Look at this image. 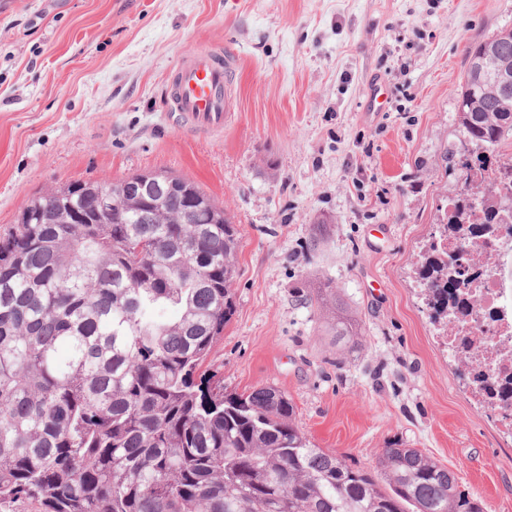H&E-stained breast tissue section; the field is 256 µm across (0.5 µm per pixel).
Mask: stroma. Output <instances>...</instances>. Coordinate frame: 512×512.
<instances>
[{
	"mask_svg": "<svg viewBox=\"0 0 512 512\" xmlns=\"http://www.w3.org/2000/svg\"><path fill=\"white\" fill-rule=\"evenodd\" d=\"M504 28L512 0H0V233L70 181L193 179L240 236L206 362L225 390L276 386L316 447L367 467L402 443L512 512V436L415 290L458 180L467 52ZM199 50L240 58L220 132L165 107ZM327 282L359 335L330 331Z\"/></svg>",
	"mask_w": 512,
	"mask_h": 512,
	"instance_id": "1",
	"label": "stroma"
}]
</instances>
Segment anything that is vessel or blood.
<instances>
[{
    "label": "vessel or blood",
    "instance_id": "obj_1",
    "mask_svg": "<svg viewBox=\"0 0 512 512\" xmlns=\"http://www.w3.org/2000/svg\"><path fill=\"white\" fill-rule=\"evenodd\" d=\"M233 55L195 52L175 71L167 94L169 111L203 130L219 131L234 109Z\"/></svg>",
    "mask_w": 512,
    "mask_h": 512
}]
</instances>
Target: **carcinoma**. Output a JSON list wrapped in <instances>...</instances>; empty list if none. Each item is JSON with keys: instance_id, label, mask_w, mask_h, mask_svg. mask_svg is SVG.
Returning a JSON list of instances; mask_svg holds the SVG:
<instances>
[{"instance_id": "obj_1", "label": "carcinoma", "mask_w": 512, "mask_h": 512, "mask_svg": "<svg viewBox=\"0 0 512 512\" xmlns=\"http://www.w3.org/2000/svg\"><path fill=\"white\" fill-rule=\"evenodd\" d=\"M512 62V29L470 47ZM456 102L461 182L440 223L456 238H496L512 196L479 177L512 140V91L467 69ZM207 203L187 218L180 192L116 200L106 214L68 182L31 198V223L0 235V512H486L447 466L393 444L373 468L315 447L274 386L224 391L202 371L234 314L239 232ZM87 224H55L63 210ZM145 241L136 254L130 244ZM435 244L417 282L435 325L461 314L465 270ZM315 302L331 331H355L331 284ZM481 391L512 397V381L479 374Z\"/></svg>"}]
</instances>
